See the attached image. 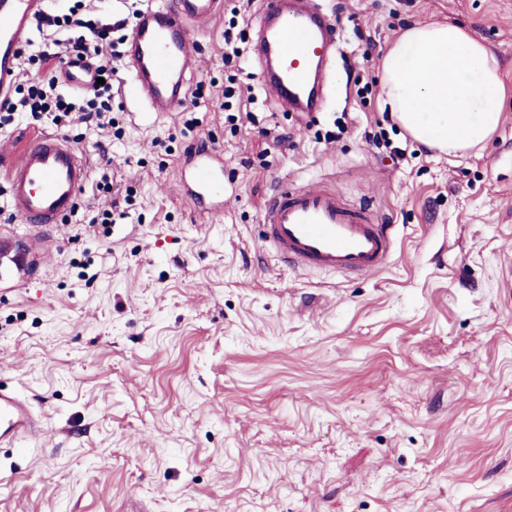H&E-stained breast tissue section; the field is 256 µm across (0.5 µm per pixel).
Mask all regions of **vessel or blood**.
<instances>
[{
	"mask_svg": "<svg viewBox=\"0 0 512 512\" xmlns=\"http://www.w3.org/2000/svg\"><path fill=\"white\" fill-rule=\"evenodd\" d=\"M47 0H0V103L19 78L21 52L33 19ZM255 55L261 84L288 112L310 116L323 102L326 65L336 49V25L314 0H260ZM222 0H149L132 24L129 95L156 116L178 111L188 99L186 78L196 64L192 24L221 14ZM95 66L70 53L61 66L69 87L92 91ZM90 177L86 158L57 133L43 134L5 172L10 205L29 227L28 247L0 236V281L23 285L27 256L42 240L39 229L72 214ZM185 198L201 216L224 214V160L213 149L195 147L180 173ZM263 242L283 268L362 275L384 268L394 250L392 227L379 223L369 204L348 203L330 184L279 187L263 220ZM28 402L0 387V444H13L36 428Z\"/></svg>",
	"mask_w": 512,
	"mask_h": 512,
	"instance_id": "vessel-or-blood-1",
	"label": "vessel or blood"
}]
</instances>
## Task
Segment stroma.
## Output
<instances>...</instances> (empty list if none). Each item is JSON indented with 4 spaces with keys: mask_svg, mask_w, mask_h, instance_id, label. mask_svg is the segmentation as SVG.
Returning <instances> with one entry per match:
<instances>
[{
    "mask_svg": "<svg viewBox=\"0 0 512 512\" xmlns=\"http://www.w3.org/2000/svg\"><path fill=\"white\" fill-rule=\"evenodd\" d=\"M318 2L338 32L313 119L255 76V0H224L184 107L150 114L121 57L112 133L66 130L90 178L28 281L0 288V383L39 417L0 445V512H512V104L448 156L387 117L380 69L408 24L449 23L511 86L512 0ZM49 129L0 126V166ZM204 142L224 159L211 223L178 185ZM322 182L392 225L384 269L290 272L263 248L280 184Z\"/></svg>",
    "mask_w": 512,
    "mask_h": 512,
    "instance_id": "stroma-1",
    "label": "stroma"
}]
</instances>
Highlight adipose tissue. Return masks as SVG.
<instances>
[{
	"instance_id": "obj_1",
	"label": "adipose tissue",
	"mask_w": 512,
	"mask_h": 512,
	"mask_svg": "<svg viewBox=\"0 0 512 512\" xmlns=\"http://www.w3.org/2000/svg\"><path fill=\"white\" fill-rule=\"evenodd\" d=\"M381 70L384 107L415 142L448 154L488 142L512 96L497 57L453 24L408 26Z\"/></svg>"
}]
</instances>
